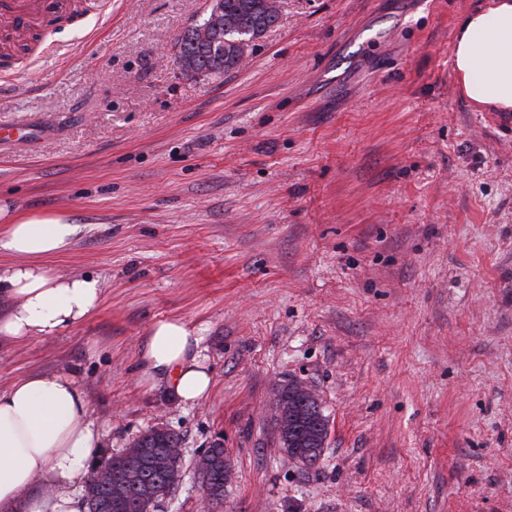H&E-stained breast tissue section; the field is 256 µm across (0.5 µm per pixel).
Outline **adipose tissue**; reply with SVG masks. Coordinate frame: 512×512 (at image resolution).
<instances>
[{"mask_svg":"<svg viewBox=\"0 0 512 512\" xmlns=\"http://www.w3.org/2000/svg\"><path fill=\"white\" fill-rule=\"evenodd\" d=\"M451 55L469 101L512 112V0H489L465 14ZM78 231L69 215L18 214L0 204V253L13 259L0 273V295L7 300L1 336L54 337L97 308L103 292L98 278L63 275L47 263ZM139 364L145 387H166L180 403H201L211 392L202 330L184 320L153 323ZM102 438L73 370L29 375L0 390V512H82L76 489ZM39 483L44 492L31 496Z\"/></svg>","mask_w":512,"mask_h":512,"instance_id":"adipose-tissue-1","label":"adipose tissue"}]
</instances>
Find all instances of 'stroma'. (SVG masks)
Wrapping results in <instances>:
<instances>
[{
	"instance_id": "stroma-1",
	"label": "stroma",
	"mask_w": 512,
	"mask_h": 512,
	"mask_svg": "<svg viewBox=\"0 0 512 512\" xmlns=\"http://www.w3.org/2000/svg\"><path fill=\"white\" fill-rule=\"evenodd\" d=\"M0 70V202L73 215L56 258L101 302L52 338H0V390L76 370L102 455L162 422L220 446L210 512H512V120L451 58L483 0H280L244 65L184 75L209 0H75ZM201 327L213 388L139 381L157 320ZM330 417L319 467L280 451L277 384Z\"/></svg>"
}]
</instances>
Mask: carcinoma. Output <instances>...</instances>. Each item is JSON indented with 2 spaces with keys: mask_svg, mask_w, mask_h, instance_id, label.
<instances>
[{
  "mask_svg": "<svg viewBox=\"0 0 512 512\" xmlns=\"http://www.w3.org/2000/svg\"><path fill=\"white\" fill-rule=\"evenodd\" d=\"M224 14V51L214 52L208 42L186 30L178 42L183 67L202 76L221 75L238 68L243 48L241 33L252 40L276 24L278 6L267 0H221ZM275 427L279 447L289 458L299 456L311 469L320 460L329 435L330 418L320 399L302 380L290 379L275 389ZM180 436L156 427L138 436L133 445L116 455L112 480L96 484L86 493V512H158L184 474ZM232 462L219 446L207 448L196 462L194 475L204 496L213 503L224 499L232 478Z\"/></svg>",
  "mask_w": 512,
  "mask_h": 512,
  "instance_id": "1",
  "label": "carcinoma"
}]
</instances>
